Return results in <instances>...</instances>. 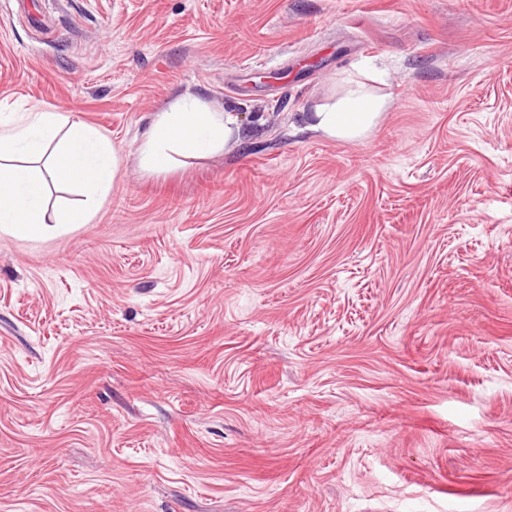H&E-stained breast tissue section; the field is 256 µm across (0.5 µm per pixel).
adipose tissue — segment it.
Segmentation results:
<instances>
[{
	"label": "adipose tissue",
	"mask_w": 512,
	"mask_h": 512,
	"mask_svg": "<svg viewBox=\"0 0 512 512\" xmlns=\"http://www.w3.org/2000/svg\"><path fill=\"white\" fill-rule=\"evenodd\" d=\"M367 69L348 73L339 97L317 104L306 116L309 129L331 140L362 137L387 111ZM238 131L230 113L192 93L155 113L141 135L138 163L148 174L168 173L186 159L223 153ZM121 158L98 129L60 112H37L23 126L0 125V231L39 239L53 226L87 224L114 186ZM72 186L74 204L49 206L56 187Z\"/></svg>",
	"instance_id": "ef3b65f1"
}]
</instances>
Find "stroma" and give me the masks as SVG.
<instances>
[{
  "label": "stroma",
  "mask_w": 512,
  "mask_h": 512,
  "mask_svg": "<svg viewBox=\"0 0 512 512\" xmlns=\"http://www.w3.org/2000/svg\"><path fill=\"white\" fill-rule=\"evenodd\" d=\"M365 138L304 114L365 59ZM191 92L233 147L161 175ZM103 131L0 232V512H512V0H0V122ZM238 131L236 118L192 93L155 112L141 135L138 163L148 174L168 173L189 158L224 153ZM120 164L101 131L61 112H34L23 126L0 125V231L39 239L57 226L90 223ZM57 186L75 187L80 198L50 212Z\"/></svg>",
  "instance_id": "obj_1"
}]
</instances>
